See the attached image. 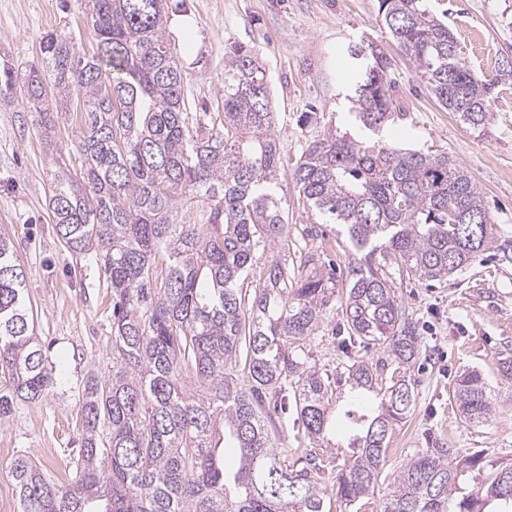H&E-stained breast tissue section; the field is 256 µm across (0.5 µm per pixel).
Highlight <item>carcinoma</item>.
Instances as JSON below:
<instances>
[{"label": "carcinoma", "mask_w": 512, "mask_h": 512, "mask_svg": "<svg viewBox=\"0 0 512 512\" xmlns=\"http://www.w3.org/2000/svg\"><path fill=\"white\" fill-rule=\"evenodd\" d=\"M93 54L71 30L41 37L40 66L22 76L0 70V95L23 83L50 152L49 208L55 232L74 254H95L112 288V374H91L81 395L82 433L69 483L58 484L27 456L11 473L17 512H332L373 492L392 426L415 403L406 375L421 353L418 324L400 301L390 269L443 282L494 246L481 192L448 153L390 145L327 129L285 169L274 133L264 70L251 50L224 56L218 127L192 126L182 73L165 36L164 0H87ZM427 0H379L384 28L416 77L445 110L481 133L496 88L512 85V60L490 81L474 77L448 25ZM353 112L375 134L406 113L394 99L383 51L361 41ZM79 119L80 170L54 149V110ZM292 176L319 215L341 226L350 246L349 280L332 305L336 269L301 252L295 278L288 215L277 188ZM201 213L180 211L185 196ZM25 271L0 230V425L20 402L54 385L34 333ZM350 348L382 345L389 361L352 359L338 376L310 364L307 341L336 320ZM378 398L357 418L358 451L340 469L335 493L320 482L334 463L310 453L288 464L264 420L291 391L313 444L332 427L330 403L342 385ZM452 398L463 423L481 424L495 398L478 370L457 376ZM233 440L237 467L224 469ZM464 491L455 449L410 456L381 512H512V462Z\"/></svg>", "instance_id": "carcinoma-1"}]
</instances>
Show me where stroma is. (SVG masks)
Segmentation results:
<instances>
[{
  "mask_svg": "<svg viewBox=\"0 0 512 512\" xmlns=\"http://www.w3.org/2000/svg\"><path fill=\"white\" fill-rule=\"evenodd\" d=\"M479 79L492 78L504 57H512V0H432ZM379 0H165L166 36L182 69L183 89L197 122L211 127L224 101V55L235 45L252 50L263 68L276 113L275 133L289 164L327 127L358 130L351 111L354 91L349 44L368 38L392 63L394 97L405 117L386 129V141L445 152L478 186L497 239L490 252L447 284L427 288L398 281L406 309L418 320L422 351L409 371L416 387L410 416L395 425L384 472L370 497L379 512L388 485L415 450L446 447L458 459L484 452L487 459H512V385L498 377V357L512 353V88L499 90L493 117L476 134L440 107L413 71L411 61L382 27ZM77 31L85 51L95 40L86 25L85 0H0V65L24 71L37 63L39 40L54 29ZM50 156L26 105L23 86L0 97V226L14 241L26 276L34 332L48 348L54 387L35 402L20 403L0 426V512H15L11 477L14 460L31 457L58 482L71 465L67 448L81 436L80 402L89 374L112 372V296L92 255L70 253L54 232L49 209ZM279 195L301 249H323L346 274L348 242L337 225L302 199L294 181ZM313 363L329 374L347 357L368 362L385 358L383 347L345 351L330 327L308 343ZM480 370L498 395L491 418L480 426L462 422L451 392L460 372ZM372 395L344 391L332 409L336 434L334 467L321 475L336 482V468L348 460L354 430L345 413L372 414ZM278 449L289 462L308 454L311 443L298 430L294 406L272 412Z\"/></svg>",
  "mask_w": 512,
  "mask_h": 512,
  "instance_id": "obj_1",
  "label": "stroma"
}]
</instances>
